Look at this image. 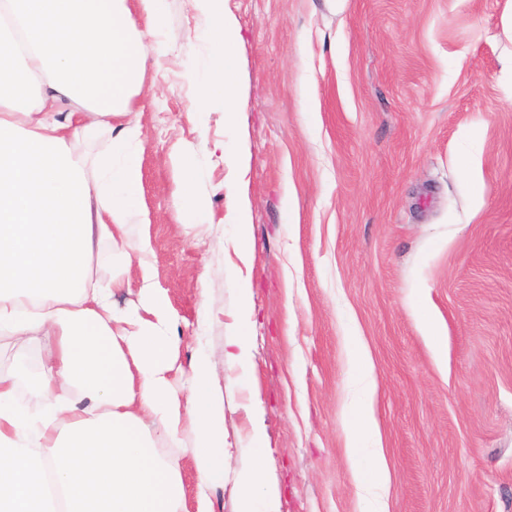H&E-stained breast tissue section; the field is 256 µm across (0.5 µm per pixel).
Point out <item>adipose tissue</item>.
Here are the masks:
<instances>
[{
    "mask_svg": "<svg viewBox=\"0 0 512 512\" xmlns=\"http://www.w3.org/2000/svg\"><path fill=\"white\" fill-rule=\"evenodd\" d=\"M212 22V47L202 67L185 70L198 97L190 111L222 103L224 123L239 114L238 30L224 0H200ZM0 0V336L13 342L43 334L50 342L33 375L0 372V512H76L79 475L100 477V512H214L208 490L223 482L224 398L206 356L189 366L186 395L170 375L177 365L178 316L153 281L149 235L131 239L129 220L141 209L142 130L130 110L146 60V40L164 23V0ZM106 140L94 155L77 142ZM175 195L187 224L209 221L196 189L198 171L175 151ZM246 175L235 156L224 180L225 223L242 261L254 251L250 210L241 194ZM133 254L141 272L138 306L113 298L129 282L95 279L101 242ZM252 288L238 290L233 333L224 345L229 366L248 372ZM357 402L348 410V443L367 512H381L374 492L386 479L374 446L375 384L361 347H354ZM27 385L42 404L17 401ZM192 436L198 475L187 503L178 457ZM237 512H280L277 493L254 468L240 477Z\"/></svg>",
    "mask_w": 512,
    "mask_h": 512,
    "instance_id": "1",
    "label": "adipose tissue"
}]
</instances>
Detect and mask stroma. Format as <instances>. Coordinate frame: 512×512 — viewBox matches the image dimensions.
<instances>
[{
    "instance_id": "35a3bbf8",
    "label": "stroma",
    "mask_w": 512,
    "mask_h": 512,
    "mask_svg": "<svg viewBox=\"0 0 512 512\" xmlns=\"http://www.w3.org/2000/svg\"><path fill=\"white\" fill-rule=\"evenodd\" d=\"M236 21L240 121L194 113L182 72L209 16L165 0L164 58L131 102L142 215L178 356L206 352L224 392V481L236 512L257 404L281 512H363L346 448L353 342L376 383L388 512H512V0H224ZM245 151L256 243L228 245L219 143ZM213 214L182 224L173 151ZM252 282L247 384L224 363L239 276ZM211 317L200 323V305ZM447 345L435 354L423 314Z\"/></svg>"
}]
</instances>
